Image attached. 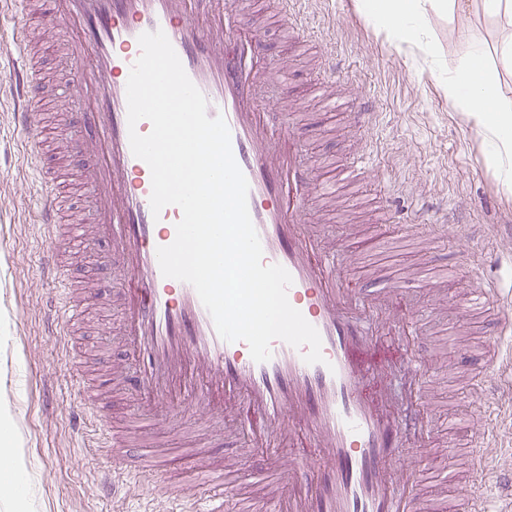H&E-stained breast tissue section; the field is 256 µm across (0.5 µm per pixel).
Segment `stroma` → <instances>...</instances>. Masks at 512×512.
Wrapping results in <instances>:
<instances>
[{
	"mask_svg": "<svg viewBox=\"0 0 512 512\" xmlns=\"http://www.w3.org/2000/svg\"><path fill=\"white\" fill-rule=\"evenodd\" d=\"M310 30L297 40L286 17L257 25L261 53L272 67L265 88V111H287L291 131L304 142L317 179L335 185L343 204L327 210L314 200L310 221L332 231L349 224L365 227L364 237L341 242L344 273L355 283L384 284L418 271L421 233L439 242L437 257L447 266L477 265L496 280V304H512V194H505L485 164L486 144L462 113L441 93L439 78L453 73L457 62L481 43L484 68L504 99L512 102V70L499 57L512 40V20L479 9L433 19L425 46L397 47L365 17L355 0H302ZM40 74L35 91L46 122V148L33 167L23 166V139L12 115L0 111V384L13 392L12 408L22 429L19 450L27 470V512H168L171 484L195 480L189 458L174 459L168 472L139 487L122 470L146 451L182 447L187 436L211 428L204 411L184 416L159 410L143 423L128 390L112 386V364L123 358L121 330L127 277L109 239L69 237L54 259L59 282L44 272L46 250L40 225L32 216L41 203L39 188L63 196L62 221L75 224L91 211L94 191L81 182L82 156L66 145L81 133V101L62 103L61 85H75L71 67L56 42L39 46ZM336 81L345 107L310 94L312 83ZM368 104L370 129L358 128L351 110ZM365 164L357 179L338 175L358 152ZM421 233H412V225ZM97 282L96 295L67 311L66 288ZM459 331L445 324L421 342L433 364L431 406L435 424L431 441L407 447L405 460L424 474L423 512L453 506L457 490L437 478L442 467L466 474L470 448L482 431L475 421L494 420L490 466L512 470V333H504L501 316L459 314ZM500 337L497 389L468 387L480 377L493 337ZM97 393L112 419L113 434L135 431L136 445L121 457L107 449L92 450L83 421L94 409L83 401Z\"/></svg>",
	"mask_w": 512,
	"mask_h": 512,
	"instance_id": "1",
	"label": "stroma"
}]
</instances>
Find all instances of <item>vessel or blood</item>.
Masks as SVG:
<instances>
[{"label": "vessel or blood", "mask_w": 512, "mask_h": 512, "mask_svg": "<svg viewBox=\"0 0 512 512\" xmlns=\"http://www.w3.org/2000/svg\"><path fill=\"white\" fill-rule=\"evenodd\" d=\"M248 0H43L46 31H73L66 53L80 66L75 93L88 105L80 141L90 161L82 179L96 191L85 234L112 239L127 274L121 343L129 367L112 370L132 391L142 415L160 405L189 404L224 420L245 441L215 458L211 436L194 439L193 454L212 494L201 498L182 487L174 498L190 512H224L230 479L255 453L280 456L305 439L313 453L291 463L295 487L281 494L277 468L254 475L251 494L238 512H419L422 479L403 465L401 450L426 443L433 429L429 384L432 368L416 350L426 329L418 315L391 319L401 289H362L344 280L335 241L307 224V204L319 187L303 162L288 120L270 122L257 98L262 67L254 32L241 24ZM163 31L188 77L208 101L209 117L223 116L233 156L248 184V208L263 247V262L283 266L293 279L287 291L321 336L323 362L306 363L304 348L271 344L267 362H255L245 342H228L188 283L164 277L157 249L171 244L182 218L169 205L153 215L151 171L136 158L130 130L146 135L148 120L128 125L126 84L141 54L138 37ZM9 56L17 58L0 102L9 101L15 126L30 135L29 156L40 153L41 118L26 67L27 46L16 33ZM58 209L43 202L36 223L47 228L46 244H57ZM498 289L476 283L468 311L486 308ZM392 324L403 350L402 371L410 380L404 416L375 411L363 387L364 366L378 342V327ZM486 450L476 451L472 486H512V472L488 470Z\"/></svg>", "instance_id": "obj_1"}]
</instances>
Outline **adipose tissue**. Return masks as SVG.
Instances as JSON below:
<instances>
[{
	"mask_svg": "<svg viewBox=\"0 0 512 512\" xmlns=\"http://www.w3.org/2000/svg\"><path fill=\"white\" fill-rule=\"evenodd\" d=\"M462 0H356L358 10L399 44L419 42L431 17L455 14ZM480 51L459 61L450 77L441 79L443 96L462 112L490 145L485 163L499 177L504 192H512V106L502 105L496 85L484 74ZM14 421L7 404H0V488L24 500L23 472L11 449Z\"/></svg>",
	"mask_w": 512,
	"mask_h": 512,
	"instance_id": "ef3b65f1",
	"label": "adipose tissue"
}]
</instances>
